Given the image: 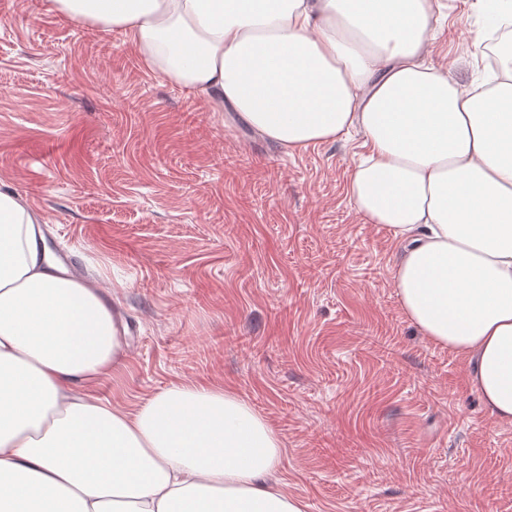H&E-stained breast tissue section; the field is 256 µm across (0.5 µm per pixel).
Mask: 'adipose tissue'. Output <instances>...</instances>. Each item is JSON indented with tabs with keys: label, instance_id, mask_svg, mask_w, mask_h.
<instances>
[{
	"label": "adipose tissue",
	"instance_id": "ef3b65f1",
	"mask_svg": "<svg viewBox=\"0 0 512 512\" xmlns=\"http://www.w3.org/2000/svg\"><path fill=\"white\" fill-rule=\"evenodd\" d=\"M48 2L274 145L360 129L349 194L402 246L404 313L512 425V47L482 88L426 64L432 0ZM44 222L0 189V512H305L272 477L281 437L234 389L180 383L132 410L87 394L120 328Z\"/></svg>",
	"mask_w": 512,
	"mask_h": 512
}]
</instances>
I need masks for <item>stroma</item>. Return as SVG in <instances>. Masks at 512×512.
I'll return each mask as SVG.
<instances>
[{
	"label": "stroma",
	"instance_id": "stroma-1",
	"mask_svg": "<svg viewBox=\"0 0 512 512\" xmlns=\"http://www.w3.org/2000/svg\"><path fill=\"white\" fill-rule=\"evenodd\" d=\"M434 4L429 63L482 79L478 0ZM364 142L275 147L121 33L0 0V188L123 327L93 395L235 389L283 440L275 476L306 512H512V425L407 319L400 246L350 198Z\"/></svg>",
	"mask_w": 512,
	"mask_h": 512
}]
</instances>
